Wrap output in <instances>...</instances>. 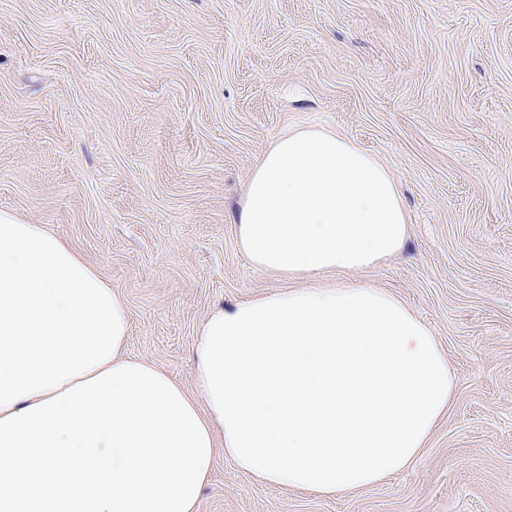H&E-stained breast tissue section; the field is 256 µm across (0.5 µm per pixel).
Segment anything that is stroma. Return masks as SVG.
I'll return each mask as SVG.
<instances>
[{
    "label": "stroma",
    "mask_w": 512,
    "mask_h": 512,
    "mask_svg": "<svg viewBox=\"0 0 512 512\" xmlns=\"http://www.w3.org/2000/svg\"><path fill=\"white\" fill-rule=\"evenodd\" d=\"M319 126L373 154L402 251L318 275L403 300L455 376L425 455L332 498L217 457L198 512H512V0H0V211L64 240L189 393L207 312L288 287L231 217L260 152Z\"/></svg>",
    "instance_id": "obj_1"
}]
</instances>
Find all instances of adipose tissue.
Segmentation results:
<instances>
[{"mask_svg": "<svg viewBox=\"0 0 512 512\" xmlns=\"http://www.w3.org/2000/svg\"><path fill=\"white\" fill-rule=\"evenodd\" d=\"M235 222L247 258L288 278L373 267L407 233L390 171L326 128L270 143ZM128 330L91 265L0 212V512H197L221 454L276 487L350 492L412 467L454 400L430 327L365 284L210 311L196 397L123 356Z\"/></svg>", "mask_w": 512, "mask_h": 512, "instance_id": "adipose-tissue-1", "label": "adipose tissue"}]
</instances>
